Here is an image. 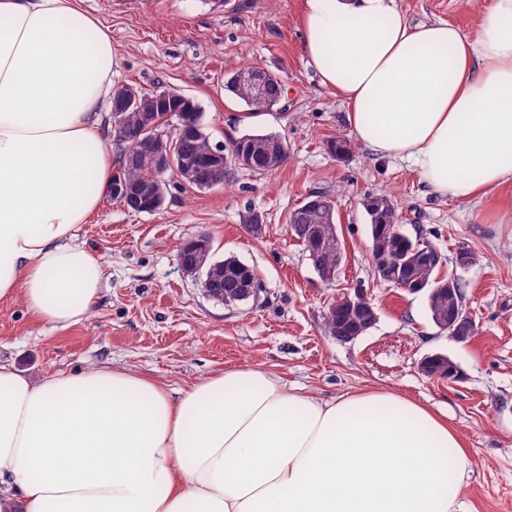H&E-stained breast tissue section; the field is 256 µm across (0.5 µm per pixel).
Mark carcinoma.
Listing matches in <instances>:
<instances>
[{
	"mask_svg": "<svg viewBox=\"0 0 512 512\" xmlns=\"http://www.w3.org/2000/svg\"><path fill=\"white\" fill-rule=\"evenodd\" d=\"M268 82L264 85L260 97L252 95L249 88L227 82L225 88L242 101L253 114L267 112L280 102L283 97L282 85L279 78L266 72ZM123 97L129 101L123 119L128 131V140L116 143L121 162L115 176L121 178L130 189H138L147 184L164 180L165 173L158 171L155 163L157 144L154 141L156 133L162 131L166 120L163 116L168 109L159 101L158 92L142 91L130 87L121 89ZM177 108L185 112L196 113L198 130L196 134L185 135L177 130L165 135L171 151L172 168L169 173L185 166V162L199 159L201 163L193 169L194 182L197 185H208L214 180L224 184L230 180L233 170L238 166L235 155L242 150L249 153L254 161L253 171H264L265 154L268 144L275 140L285 141V137L277 133L245 134L233 140L224 149V171L218 172L206 164L213 143L205 132L203 113L194 101L181 102ZM112 199L132 211L148 210L154 213L163 208L158 201H151L140 194L132 196L128 193H114ZM366 213L369 218L371 243L370 250L384 255L388 266L398 270L403 281L430 286L436 283L440 276L439 267L426 261L419 254L417 239L410 235L402 224L401 218L393 202L386 196L370 198L366 203ZM287 224H320L324 230L323 239L331 238V226L336 224L334 200L325 192H315L300 206L294 208L287 217ZM308 257L315 269H338L339 252L327 246H304ZM257 281L255 271L244 267V263L234 257L224 258V297L227 304H234V297L239 289ZM428 309L433 322L448 320V310L463 309L464 284L458 283L454 293L444 289L427 297ZM362 319L359 313L351 312L344 300H337L328 309L325 316V328L333 335L340 325L351 327Z\"/></svg>",
	"mask_w": 512,
	"mask_h": 512,
	"instance_id": "1",
	"label": "carcinoma"
}]
</instances>
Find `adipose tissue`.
Returning a JSON list of instances; mask_svg holds the SVG:
<instances>
[{"label": "adipose tissue", "instance_id": "obj_1", "mask_svg": "<svg viewBox=\"0 0 512 512\" xmlns=\"http://www.w3.org/2000/svg\"><path fill=\"white\" fill-rule=\"evenodd\" d=\"M306 61L355 138L473 200L512 180V0L474 36L395 0H303ZM119 60L77 0H0V302L84 321L102 263L76 243L117 161ZM457 432L389 391L323 398L260 368L171 395L107 365L32 382L0 363V512H461Z\"/></svg>", "mask_w": 512, "mask_h": 512}]
</instances>
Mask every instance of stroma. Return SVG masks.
I'll list each match as a JSON object with an SVG mask.
<instances>
[{
    "label": "stroma",
    "instance_id": "stroma-1",
    "mask_svg": "<svg viewBox=\"0 0 512 512\" xmlns=\"http://www.w3.org/2000/svg\"><path fill=\"white\" fill-rule=\"evenodd\" d=\"M112 33L120 57L117 86L174 88L193 99L213 141L278 133L288 159L275 171L237 167L228 184L207 191L169 179L163 209L134 213L110 197L77 240L101 258L100 298L87 319L58 329L31 319L21 302L0 303V362L33 380L108 364L184 389L232 367H260L323 397L387 390L444 417L460 434L472 465L462 498L467 512H512V224L493 223L512 181L486 197L461 201L429 193L413 165L356 144L344 159L328 144L349 134L347 109L306 64L302 0H79ZM412 23L445 21L475 34L485 0H396ZM277 74L278 108L251 117L224 89L243 64ZM314 191L331 194L345 259L336 281H321L298 240L289 212ZM386 195L411 234L430 241L465 285L464 309L476 334L459 343L432 322L425 293L376 280L363 206ZM263 214L262 237L248 235L246 210ZM207 234L216 258L255 269L257 302L237 307L209 299L183 273L180 244ZM478 260L456 270L460 249ZM361 288L378 309L376 324L352 343L324 328L339 295ZM448 355L457 380L419 369L429 355Z\"/></svg>",
    "mask_w": 512,
    "mask_h": 512
}]
</instances>
